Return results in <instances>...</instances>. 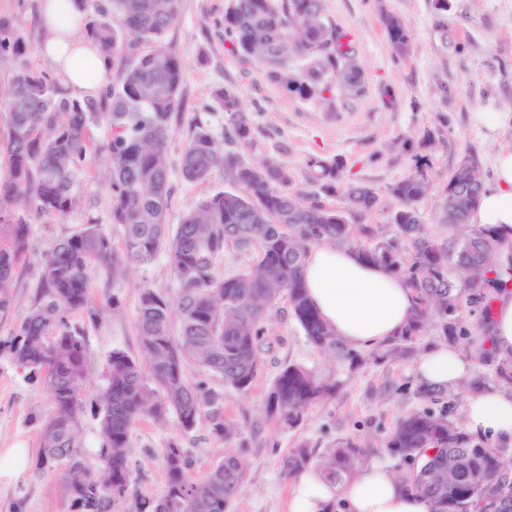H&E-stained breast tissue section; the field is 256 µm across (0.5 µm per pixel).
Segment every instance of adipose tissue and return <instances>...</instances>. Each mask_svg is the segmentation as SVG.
Masks as SVG:
<instances>
[{
    "label": "adipose tissue",
    "instance_id": "1",
    "mask_svg": "<svg viewBox=\"0 0 512 512\" xmlns=\"http://www.w3.org/2000/svg\"><path fill=\"white\" fill-rule=\"evenodd\" d=\"M86 15L77 0H39L40 53L56 77L76 94H99L110 63L79 32ZM474 225H492L512 240V145L500 148L492 178L470 216ZM308 295L336 334L353 346L396 336L408 323L415 295L399 276L368 263L346 247L321 243L305 262ZM473 369L450 345L429 348L415 371L429 385L452 386ZM466 431L495 445L512 446V392L483 387L469 393L463 409ZM288 512H430L427 499L398 481L385 461L375 460L345 488L327 484L317 468L299 474Z\"/></svg>",
    "mask_w": 512,
    "mask_h": 512
}]
</instances>
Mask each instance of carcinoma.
<instances>
[{"mask_svg":"<svg viewBox=\"0 0 512 512\" xmlns=\"http://www.w3.org/2000/svg\"><path fill=\"white\" fill-rule=\"evenodd\" d=\"M92 10L86 34L112 61L115 74L99 98L81 99L57 79L27 62L30 38L7 17H0V60L15 67L3 103L9 126L7 173L0 175V315L14 301L16 269L26 251L29 224L22 206L38 216L67 217L82 204L80 184L99 164L108 172L110 218L122 236L97 224L55 240L43 254L44 280L28 317L0 343L26 377L40 383L53 403L40 424L35 470L56 475L74 512H231L248 463L232 449L200 480L188 477V452L172 443L162 449L165 490L155 500L128 494L132 483L127 456L132 430L143 419L158 424L176 414L186 431L207 421L211 432L228 443L237 425L224 420L214 405L218 394L203 381L191 383L187 362L246 390L257 377L268 326L281 299L307 342L340 361L360 360L308 299L304 266L309 249L326 242L349 246L366 260L383 264L413 289L410 321L388 340L386 357L402 356L433 322L441 335L465 336L460 311L481 309L490 321L494 296L512 290V247L494 227L440 239L422 223L419 203L431 188L429 165L415 159L412 171L395 183L392 223L362 224L379 204L369 185L340 186L342 163L310 160L320 190L340 192L342 206L330 207L317 196L302 199L290 190L288 165L274 158L251 163L224 151L211 131L196 124L181 153L182 177L193 183L222 168L233 184L199 201L169 234L167 211L172 195L168 158L169 129L180 107L186 66L166 37L176 24L179 0H84ZM380 24L399 58L411 47L409 32L396 14L383 11ZM224 36L246 62L259 64L263 79L301 100L343 105L364 92V73L352 35L324 13V0H230ZM217 109L233 117L235 137L246 141L251 119L233 90L219 89ZM106 124L110 139L100 149L89 127ZM487 181L486 172L464 158L448 171L438 220L469 223ZM231 248L258 251L257 261L222 276L216 261ZM168 254L178 283L174 297L143 290L137 317L140 356L115 349L109 356L106 384L92 407L101 417V448L92 462L80 451L79 413L83 386L93 372L83 332L71 327L66 313L87 305L91 268L112 267V283L130 268L149 266ZM472 363H495L502 382L512 384V358L499 359L483 347ZM339 383L299 365L283 368L266 398V412L293 428L310 407L336 395ZM399 459L397 478L427 498L431 512H496V498L512 497V474L501 450L475 441L463 423L430 408L413 411L395 425L387 444ZM367 450L353 440L336 442L317 457L294 448L283 470L295 475L311 461L327 482L344 485L358 472ZM121 488L110 499L109 485Z\"/></svg>","mask_w":512,"mask_h":512,"instance_id":"cac0c4a2","label":"carcinoma"}]
</instances>
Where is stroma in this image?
I'll return each instance as SVG.
<instances>
[{"label": "stroma", "instance_id": "obj_1", "mask_svg": "<svg viewBox=\"0 0 512 512\" xmlns=\"http://www.w3.org/2000/svg\"><path fill=\"white\" fill-rule=\"evenodd\" d=\"M228 5L229 0L179 2V20L169 39L187 67V78L169 133L171 162H178L197 122L223 141L225 149L247 161L286 160L293 177L290 190L305 198L319 191L308 160L335 159L343 164L342 180L365 183L379 195L380 203L366 216V223L387 224L393 211L391 186L408 174L416 156L426 153L432 190L419 205L422 221L434 235L451 236V229L436 218L449 168L466 157L490 169L499 146L512 145V129L494 141L475 120L480 112L512 113V0H448L444 10L435 9L433 0H325L326 16L351 33L364 69V95L341 109L294 98L264 81L255 65L231 52L224 40ZM383 10L398 14L406 23L412 48L404 58L392 53L379 21ZM220 88L242 97L252 122L250 143L229 139L230 116L217 110L213 98ZM442 112L449 116L447 127L440 128L434 147H422L424 131L439 128L437 116ZM171 179L174 193L167 222L173 228L202 198L231 187L220 169L202 183L184 181L177 170ZM80 191L81 206L64 220L44 216L31 221L28 250L16 272L15 301L7 315H0V340L8 339L28 314L42 276L41 256L50 243L84 224L111 231V195L102 170L89 174ZM147 287L167 296L175 294L178 283L166 254H159L146 268L130 271L117 284L110 269L94 267L89 305L101 310V319L91 322L87 310L67 315L72 326L84 330L86 354L95 367L85 384V406L79 414L80 441L92 458L99 452L100 418L91 402L106 383L112 350L139 353L137 312ZM279 308L261 370L248 390L227 387L219 376L203 374L195 364L185 366L189 381H205L220 394L225 419L241 431L236 444L245 448L250 467L232 512H287L293 479L284 473L281 461L290 449L307 448L317 455L336 441L351 439L368 448L369 459H382L394 467L398 461L386 443L401 416L429 406L448 408L453 418H461L469 393L465 382L449 387L431 403L417 393L413 368L423 352L440 344L436 329L418 336L412 352L400 359L375 358L367 347L364 362L351 366L331 362L309 345L288 316L287 301H280ZM291 363L335 376L341 387L335 398L313 405L297 427L285 428L267 418L265 401L275 378ZM52 411L44 390L29 383L22 369L0 353V448L21 443L38 450L40 420ZM171 443L188 451L192 460L188 475L194 480L220 462L228 449L207 424L187 432L173 414L162 425L141 420L133 430L128 462L131 495L153 499L163 493L161 450ZM0 512L73 509L58 477L39 476L30 469L18 479L0 480Z\"/></svg>", "mask_w": 512, "mask_h": 512}]
</instances>
